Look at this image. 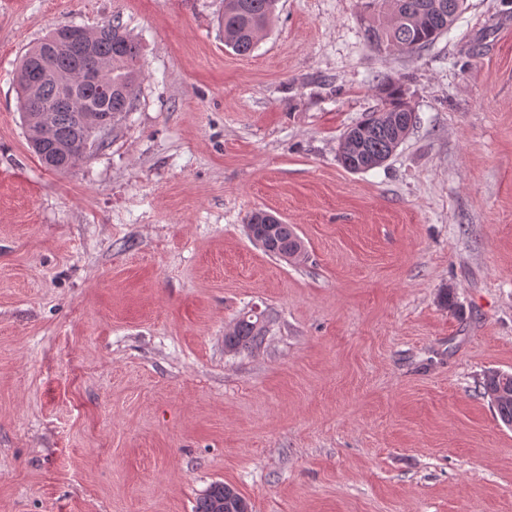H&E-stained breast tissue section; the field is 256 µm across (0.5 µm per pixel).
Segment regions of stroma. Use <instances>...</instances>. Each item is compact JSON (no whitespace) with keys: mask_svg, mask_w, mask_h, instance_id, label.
Here are the masks:
<instances>
[{"mask_svg":"<svg viewBox=\"0 0 512 512\" xmlns=\"http://www.w3.org/2000/svg\"><path fill=\"white\" fill-rule=\"evenodd\" d=\"M224 0H0V512H512V0L414 56L362 0H279L251 55ZM142 44L128 113L67 172L29 150L15 72L55 28ZM398 78L386 166L344 132ZM293 225L289 263L252 242ZM267 334L232 353L249 310ZM378 90L381 106L351 126L339 144L341 164L354 173L369 171L386 163L403 143L413 123V108L398 80L384 76L379 79ZM248 224H252L257 236H263L268 244L266 253L282 258L283 256H291L303 250V244L297 235L293 225L284 224L272 217L265 211L253 212L248 220ZM247 224L248 231L250 226ZM271 229V232L268 230ZM500 373L501 375L498 378H492L490 380H488L484 375L482 388L484 390V394L487 395L489 390L498 391L499 389L507 394L506 397H501L499 399L494 408L502 423L505 425H512V374L505 372ZM218 502L224 504L216 507ZM242 505V507H239ZM246 501L231 486L224 483H214L197 501L195 512H248Z\"/></svg>","mask_w":512,"mask_h":512,"instance_id":"1","label":"stroma"}]
</instances>
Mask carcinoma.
Masks as SVG:
<instances>
[{"mask_svg":"<svg viewBox=\"0 0 512 512\" xmlns=\"http://www.w3.org/2000/svg\"><path fill=\"white\" fill-rule=\"evenodd\" d=\"M276 0H224L219 28L224 45L236 55H249L259 34L273 18ZM466 0H364V34L377 49L396 50L408 55L422 52L447 33ZM41 39L23 56L15 75L18 107L27 142L45 168L61 172L75 167L68 147L87 135L91 124H117L133 110L142 71L138 66L141 45L118 22H103L93 36L90 48L77 42L54 47L55 67L68 74L83 76L74 93L82 109L77 111L58 103L59 93L46 78L41 65ZM381 106L365 114L350 127L339 144V160L344 168L358 173L382 166L403 143L413 123V108L399 81L379 79ZM58 104L53 129L41 135L31 123V115L47 104ZM256 235L267 243L266 253L281 258L303 250L291 224H285L265 211L253 212L248 220ZM265 325L261 315L246 312L224 336L229 351L254 348L263 342ZM484 391L502 390L506 396L495 405L498 418L512 425V374L483 379ZM246 501L231 486L213 484L197 501L195 512H245Z\"/></svg>","mask_w":512,"mask_h":512,"instance_id":"cac0c4a2","label":"carcinoma"}]
</instances>
